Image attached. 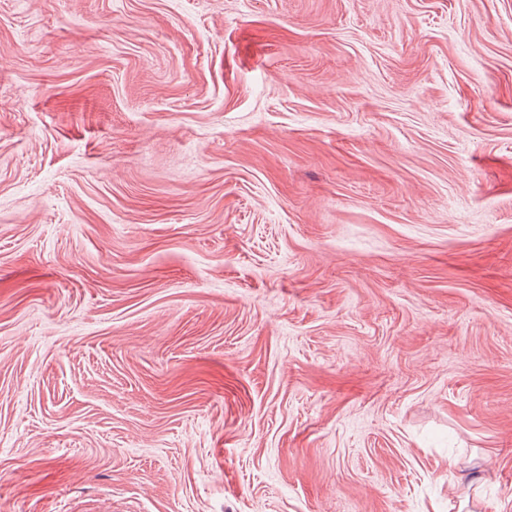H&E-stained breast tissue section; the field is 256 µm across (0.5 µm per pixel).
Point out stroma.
Listing matches in <instances>:
<instances>
[{"mask_svg": "<svg viewBox=\"0 0 512 512\" xmlns=\"http://www.w3.org/2000/svg\"><path fill=\"white\" fill-rule=\"evenodd\" d=\"M0 512H512V0H0Z\"/></svg>", "mask_w": 512, "mask_h": 512, "instance_id": "stroma-1", "label": "stroma"}]
</instances>
